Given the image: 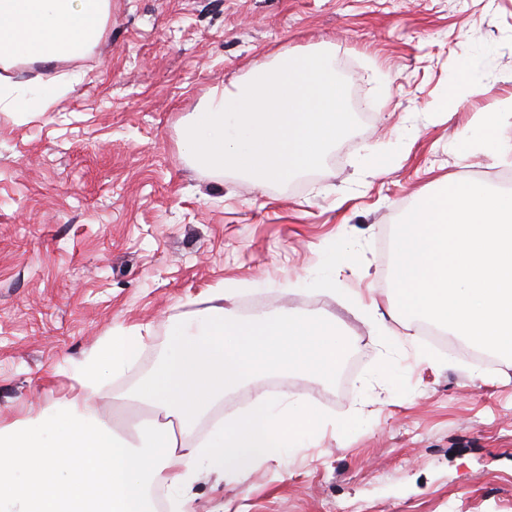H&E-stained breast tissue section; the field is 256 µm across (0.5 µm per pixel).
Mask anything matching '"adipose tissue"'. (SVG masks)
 I'll return each mask as SVG.
<instances>
[{
    "mask_svg": "<svg viewBox=\"0 0 512 512\" xmlns=\"http://www.w3.org/2000/svg\"><path fill=\"white\" fill-rule=\"evenodd\" d=\"M111 0H0V101L14 88L4 73L27 60L52 62L87 54L101 37ZM349 257L330 250L314 278L280 283L282 293L313 289L335 295L337 265ZM244 289L226 283L191 315L193 331L176 329L164 356L130 391L127 405L159 420L130 441L90 402L111 378L124 375L144 342L140 330L113 331L79 363L76 394L24 427L0 424V512H150L155 489H168L170 512H189V491L201 468L239 478L249 461L285 455L324 426L345 437L356 420L329 424L308 400L288 393L259 398L246 412L187 441L227 390L252 376L298 372L335 376L351 341L321 314L283 310L239 318L228 303Z\"/></svg>",
    "mask_w": 512,
    "mask_h": 512,
    "instance_id": "obj_1",
    "label": "adipose tissue"
}]
</instances>
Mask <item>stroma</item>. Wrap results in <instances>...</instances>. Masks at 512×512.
I'll use <instances>...</instances> for the list:
<instances>
[{"label":"stroma","instance_id":"1","mask_svg":"<svg viewBox=\"0 0 512 512\" xmlns=\"http://www.w3.org/2000/svg\"><path fill=\"white\" fill-rule=\"evenodd\" d=\"M330 51L360 123L321 171L256 185L193 164L185 118L204 97L285 51ZM479 69L482 91L434 111ZM21 90L67 92L0 110V422L37 417L73 394L72 370L113 329L149 337L136 367L96 394L127 427L146 411L113 403L156 363L190 300L227 281L256 287L233 305L322 312L352 340L335 377H256L209 420L270 388L360 425L332 429L240 479L210 472L192 512H512V362L431 345L415 365L407 318L379 341L341 298L283 296L278 282L355 253L339 287L388 308L395 223L443 179L512 188V160L460 152L476 120L512 139V0H112L83 57L11 68ZM389 361L397 386L376 369Z\"/></svg>","mask_w":512,"mask_h":512}]
</instances>
